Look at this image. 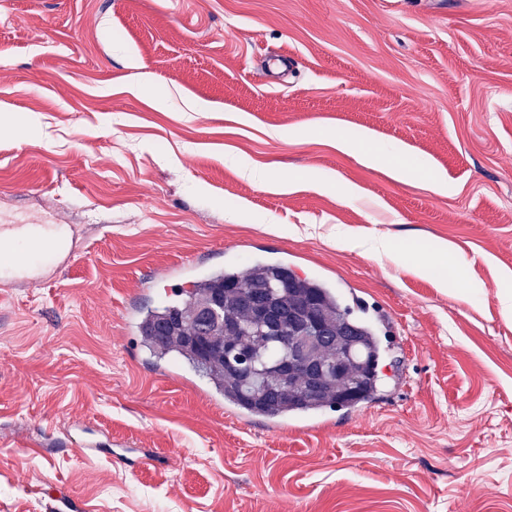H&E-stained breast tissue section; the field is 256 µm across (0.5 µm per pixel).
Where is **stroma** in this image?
<instances>
[{"label": "stroma", "instance_id": "35a3bbf8", "mask_svg": "<svg viewBox=\"0 0 512 512\" xmlns=\"http://www.w3.org/2000/svg\"><path fill=\"white\" fill-rule=\"evenodd\" d=\"M5 112L0 225L73 257L0 280V512H512V0H0ZM254 261L373 322L371 404L242 415L141 346L146 309Z\"/></svg>", "mask_w": 512, "mask_h": 512}]
</instances>
